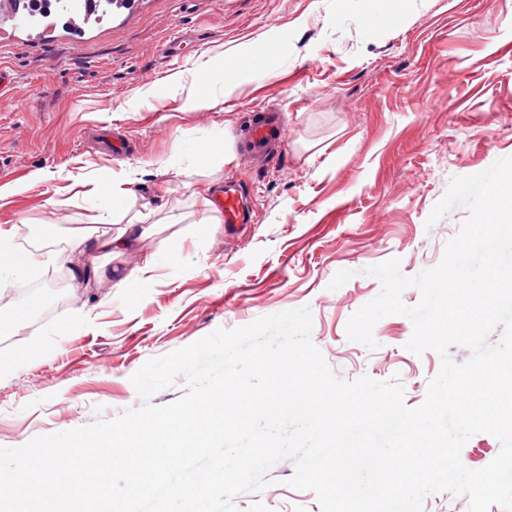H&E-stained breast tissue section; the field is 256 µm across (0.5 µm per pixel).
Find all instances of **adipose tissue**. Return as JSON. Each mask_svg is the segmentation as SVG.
<instances>
[{
  "mask_svg": "<svg viewBox=\"0 0 512 512\" xmlns=\"http://www.w3.org/2000/svg\"><path fill=\"white\" fill-rule=\"evenodd\" d=\"M135 168L127 167L103 183L94 186L92 193L102 204L82 218L79 228L73 230L64 245L53 254L55 263L65 267L75 286L89 288L104 279V269L113 256L136 252L141 254L139 264L130 268L125 281L144 283L150 281L152 272L176 260L174 249L150 250L147 239L153 234L154 225L145 221V213L151 210V202H144L143 210L120 230H113L106 215L108 205H120L130 194V186L136 180ZM36 261L31 251L20 250L16 243L15 226L0 225V289L8 291L26 281L28 269Z\"/></svg>",
  "mask_w": 512,
  "mask_h": 512,
  "instance_id": "adipose-tissue-1",
  "label": "adipose tissue"
}]
</instances>
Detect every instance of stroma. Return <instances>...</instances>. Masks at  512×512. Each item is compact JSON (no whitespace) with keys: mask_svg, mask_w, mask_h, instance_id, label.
Wrapping results in <instances>:
<instances>
[{"mask_svg":"<svg viewBox=\"0 0 512 512\" xmlns=\"http://www.w3.org/2000/svg\"><path fill=\"white\" fill-rule=\"evenodd\" d=\"M363 13L378 29L362 25ZM172 34L198 45L161 58ZM510 42L512 0H147L127 22L104 19L83 45L1 51L16 83L0 102V184L39 170L49 178L0 207V225H17L23 249L56 250L95 205L91 182L128 163L143 174L115 220L155 201L151 246L178 257L148 288L119 287L136 263L125 257L104 288L66 285L62 304H0V362L15 363L0 375V447L141 407L130 378L147 360L304 306L339 377H399L405 404L421 405L441 358L407 350L411 321L379 320L374 349L349 341L346 326L381 290L362 268L394 258L407 276L435 267L468 217L458 207L428 221L450 179L512 157ZM241 45L271 59L269 72L238 70ZM179 71L207 108L187 112L170 97L167 79ZM259 108L286 117L283 158L219 163L213 146H236ZM90 128L123 131L140 148L111 157L86 144ZM232 174L257 221L233 240L209 225L199 251L194 222ZM342 270L354 278L330 290ZM78 308L87 326L67 333ZM294 474L292 461L275 465L264 490L235 498L238 512H321L314 492L290 487Z\"/></svg>","mask_w":512,"mask_h":512,"instance_id":"1","label":"stroma"}]
</instances>
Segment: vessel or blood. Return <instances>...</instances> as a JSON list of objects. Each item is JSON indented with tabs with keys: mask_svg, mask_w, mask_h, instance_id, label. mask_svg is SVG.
I'll return each mask as SVG.
<instances>
[{
	"mask_svg": "<svg viewBox=\"0 0 512 512\" xmlns=\"http://www.w3.org/2000/svg\"><path fill=\"white\" fill-rule=\"evenodd\" d=\"M143 9L142 0H0V39L24 35L38 44L59 32L70 41H84L89 26L104 16L135 17ZM288 139L286 121L275 110L254 112L240 142L243 155L279 160L280 144ZM213 204L224 218V235L232 237L252 221L237 182H225Z\"/></svg>",
	"mask_w": 512,
	"mask_h": 512,
	"instance_id": "vessel-or-blood-1",
	"label": "vessel or blood"
}]
</instances>
